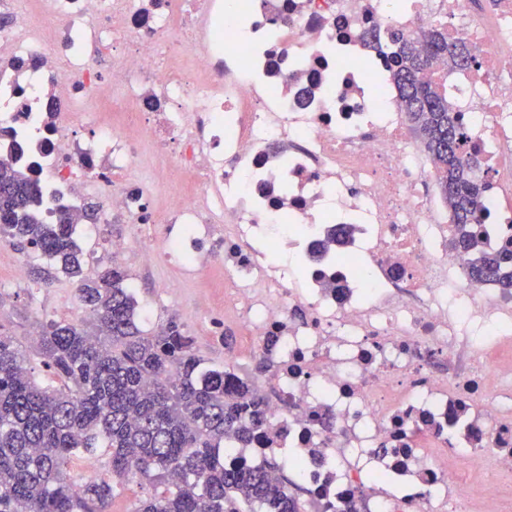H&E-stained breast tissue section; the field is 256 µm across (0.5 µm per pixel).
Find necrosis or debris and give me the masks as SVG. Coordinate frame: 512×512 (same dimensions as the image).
Returning a JSON list of instances; mask_svg holds the SVG:
<instances>
[{"mask_svg":"<svg viewBox=\"0 0 512 512\" xmlns=\"http://www.w3.org/2000/svg\"><path fill=\"white\" fill-rule=\"evenodd\" d=\"M433 27L475 58L433 73L496 189L476 232L498 249L512 242V0H0V146L38 169L46 213L103 199L97 223L148 230L144 265L220 272L245 342L228 368L269 416V439L231 458L285 457L298 512L512 499V293L449 249L435 165L375 39ZM109 84L126 111H89ZM147 139L159 186L136 175ZM371 472L408 494L376 493Z\"/></svg>","mask_w":512,"mask_h":512,"instance_id":"1","label":"necrosis or debris"}]
</instances>
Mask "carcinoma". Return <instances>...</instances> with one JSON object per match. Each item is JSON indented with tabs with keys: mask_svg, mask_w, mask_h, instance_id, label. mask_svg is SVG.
I'll return each mask as SVG.
<instances>
[{
	"mask_svg": "<svg viewBox=\"0 0 512 512\" xmlns=\"http://www.w3.org/2000/svg\"><path fill=\"white\" fill-rule=\"evenodd\" d=\"M388 38L396 93L437 164L453 224L450 247L469 256L488 184L478 176L480 154L461 113L429 77L444 58L451 70L469 68L459 60L468 45L448 41L439 28L425 34L421 49L397 32ZM43 204L37 172L0 164V229L62 274L81 277L80 215L60 205L47 224ZM470 272L512 291V248L481 254ZM78 291L90 319L51 320L34 338L57 384L38 383L27 350L0 336V512H108L117 487L130 484L150 486L131 512H297L273 471L224 462L227 439L246 446L266 438L264 400L253 383L226 384L224 371L205 365L174 320L146 332L119 268ZM79 457L98 471L78 484L69 465Z\"/></svg>",
	"mask_w": 512,
	"mask_h": 512,
	"instance_id": "1",
	"label": "carcinoma"
}]
</instances>
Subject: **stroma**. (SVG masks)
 Instances as JSON below:
<instances>
[{"label": "stroma", "mask_w": 512, "mask_h": 512, "mask_svg": "<svg viewBox=\"0 0 512 512\" xmlns=\"http://www.w3.org/2000/svg\"><path fill=\"white\" fill-rule=\"evenodd\" d=\"M77 240L83 249L84 273L90 277L110 266L107 247L112 241H129L118 265L127 273L140 305L149 307L151 324L178 320L207 365L223 367L225 358L237 353L239 337L234 324H225L223 337L211 333V323L218 315L214 304L221 298L212 279L180 280L161 262L143 266L141 246L128 224H108L97 235L81 234ZM28 252V247L0 242V281L9 284L12 293L11 302L0 306V335L23 344L31 342L48 321H79L87 316L77 298L76 282L57 273L46 257L32 258ZM23 256L28 259L25 278L16 282L11 270Z\"/></svg>", "instance_id": "1"}]
</instances>
